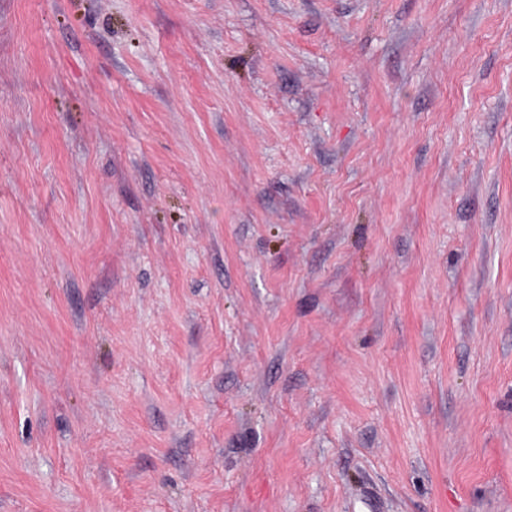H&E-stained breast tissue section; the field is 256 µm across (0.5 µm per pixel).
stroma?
Masks as SVG:
<instances>
[{
    "instance_id": "obj_1",
    "label": "stroma",
    "mask_w": 512,
    "mask_h": 512,
    "mask_svg": "<svg viewBox=\"0 0 512 512\" xmlns=\"http://www.w3.org/2000/svg\"><path fill=\"white\" fill-rule=\"evenodd\" d=\"M512 512V0H0V512Z\"/></svg>"
}]
</instances>
